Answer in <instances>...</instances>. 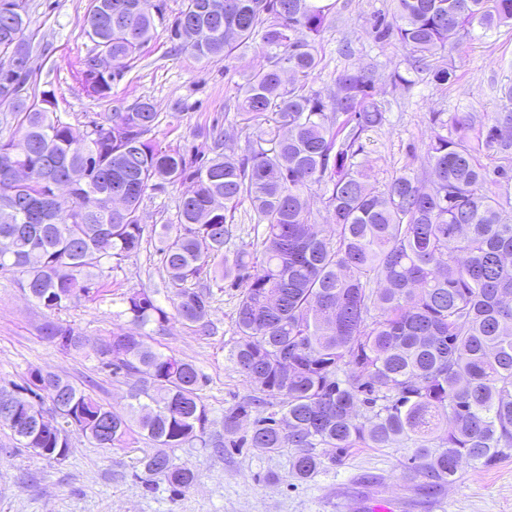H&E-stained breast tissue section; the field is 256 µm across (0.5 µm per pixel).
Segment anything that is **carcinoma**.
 I'll return each mask as SVG.
<instances>
[{
    "mask_svg": "<svg viewBox=\"0 0 512 512\" xmlns=\"http://www.w3.org/2000/svg\"><path fill=\"white\" fill-rule=\"evenodd\" d=\"M392 2L391 20L378 15L373 30L406 50L405 73L392 75L400 84L421 73L437 86L453 83L455 69L432 68L429 58L462 33L512 26V0ZM334 7L182 0L171 19L163 0H91L85 34L94 52L77 58L72 73L93 98L107 97L159 25L174 51L200 62L228 65L242 47L259 50L263 64L236 87L251 130L236 158L223 152L219 133L206 160L149 138L159 114L147 98L78 136L53 109L55 96H23L25 65L0 66V105L15 110L20 134L0 139V207L9 208L0 274L49 312L43 335L63 351L85 349L59 314L99 298L112 262L139 251L145 194L189 182L177 226L158 233L172 305L207 333L213 291L203 272L239 290L232 360L253 387L224 410V437H208L197 367L140 334L117 332L95 354L113 373L135 377L128 409L31 369L23 389H38V401L15 436L20 447L51 448L48 459L63 461L74 430L99 448H126L139 436L153 444L139 460L143 482L161 480L176 495L198 479L174 462L176 448L287 450L303 482L353 448H407L403 479L427 491L452 482L463 460L489 466L512 455V199L493 191L512 180V111L458 112L451 136L433 116L428 184L403 173L372 187L356 161L365 135L386 122L372 73L338 78L334 112L308 86L319 64L316 36ZM29 25L28 0H0L1 57ZM104 57L112 69L100 67ZM115 183L129 187L119 209L108 198ZM314 186L325 189L331 216L324 233L307 204ZM244 199L262 239L240 245L229 266L227 213ZM124 302L142 328L168 320L144 290ZM254 408L261 413L250 436H237Z\"/></svg>",
    "mask_w": 512,
    "mask_h": 512,
    "instance_id": "1",
    "label": "carcinoma"
}]
</instances>
